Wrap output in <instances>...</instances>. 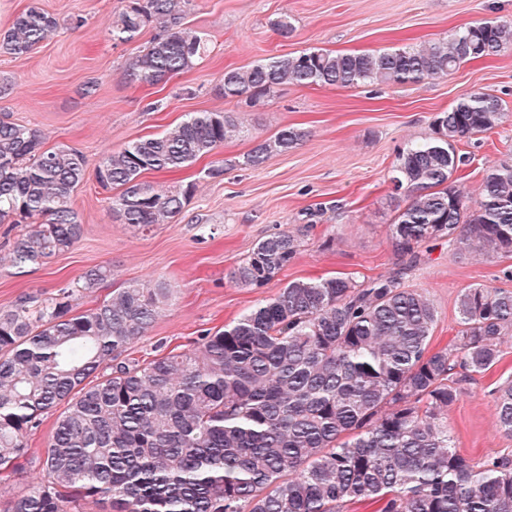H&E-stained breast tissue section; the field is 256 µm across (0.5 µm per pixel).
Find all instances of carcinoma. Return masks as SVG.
Masks as SVG:
<instances>
[{"instance_id":"carcinoma-1","label":"carcinoma","mask_w":512,"mask_h":512,"mask_svg":"<svg viewBox=\"0 0 512 512\" xmlns=\"http://www.w3.org/2000/svg\"><path fill=\"white\" fill-rule=\"evenodd\" d=\"M190 2L127 0L112 21L113 41L148 25L159 30L127 63L134 79L156 84L205 56L208 42L185 27ZM58 25L34 3L0 31V53L27 55ZM511 46V20L480 21L427 45L308 49L226 69L222 90L253 107L288 83L418 82ZM503 116L500 97L465 93L433 117L427 137L397 152L390 181L406 204L390 225L396 267L363 280L290 281L192 348L119 360L158 317L169 294L160 285L132 283L79 314L67 288L0 309V470L26 457L27 436L62 408L39 461L48 480L1 498L0 512H73L86 498H110L114 512H345L356 502L375 512H512V459L471 464L446 423L462 395L450 371L483 373L498 363L502 339L512 335V292L463 289L455 342L433 350L434 304L405 282L424 261L419 247L439 239L459 256L512 253V164L486 167L472 206L454 180L456 144ZM241 132L231 112H192L105 155L95 178L120 189L113 217L141 230L171 223L195 186L158 192L143 174L178 171ZM305 138L284 127L242 165L257 169ZM87 168L80 150H45L38 131L0 113V224L27 225L9 244L14 266H40L78 242L72 196ZM308 231L264 236L235 282H272ZM106 277L92 268L81 288ZM493 395L498 425L512 434V380Z\"/></svg>"}]
</instances>
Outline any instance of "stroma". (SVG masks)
<instances>
[{
	"mask_svg": "<svg viewBox=\"0 0 512 512\" xmlns=\"http://www.w3.org/2000/svg\"><path fill=\"white\" fill-rule=\"evenodd\" d=\"M34 1L60 26L31 54L0 55V75L11 81L0 95V113L38 129L45 149L74 147L94 165L132 141L172 128L191 112H233L243 127L239 138L182 170L144 174V181L161 191L195 184L193 198L172 223L148 231L119 223L111 209L117 190L102 188L90 173L73 196L81 239L43 266L6 262L7 235L23 227L0 225V309L24 295L52 296L99 266L109 275L79 297L77 311L133 282L168 288L159 317L128 356L192 346L292 280L336 275L360 280L390 269L396 255L389 226L398 201L388 177L397 150L425 137L434 115L462 94H495L505 114L493 130L458 143L463 159L458 185L478 198L486 167L512 163V48L466 62L448 76L413 83L351 89L284 84L253 108L221 90L228 67L308 48L366 52L434 42L475 22L512 20V0H192L185 22L207 39L209 52L189 72L153 86L129 76L126 64L155 37L156 28L146 27L126 43L109 35L126 0H0V30ZM284 16L294 26L287 38L273 28ZM91 85L96 91L90 95ZM285 126L305 131V140L271 153L260 168L241 167L257 141ZM218 166L223 175L210 176ZM300 224L309 231L293 263L275 280L263 288L233 281L258 240ZM508 270L512 254L460 259L447 242L428 243L425 263L408 282L424 289L435 305L432 348H443L454 337L462 289L482 284L512 291V279L504 276ZM510 376L512 339L502 343L499 362L486 372L453 371L464 394L448 410V431L470 462L512 459V435L498 428L492 395ZM54 421V415L45 416L28 438L29 456L0 471L1 496L27 491L41 478L38 461Z\"/></svg>",
	"mask_w": 512,
	"mask_h": 512,
	"instance_id": "stroma-1",
	"label": "stroma"
}]
</instances>
